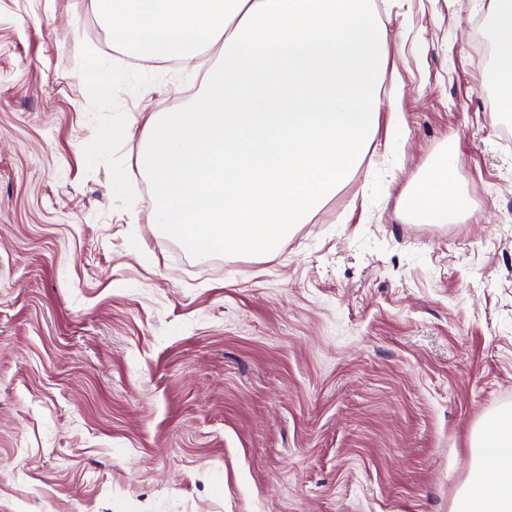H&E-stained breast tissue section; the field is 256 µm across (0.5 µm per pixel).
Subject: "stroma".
Returning a JSON list of instances; mask_svg holds the SVG:
<instances>
[{"mask_svg": "<svg viewBox=\"0 0 512 512\" xmlns=\"http://www.w3.org/2000/svg\"><path fill=\"white\" fill-rule=\"evenodd\" d=\"M376 6L399 138L278 254L199 263L135 168L199 79L113 50L91 0H0V512H450L512 408V114L490 0ZM450 147L470 214L404 223ZM83 80L94 86L103 97L112 98L114 80L112 73L105 70L99 61L90 60L83 72Z\"/></svg>", "mask_w": 512, "mask_h": 512, "instance_id": "1", "label": "stroma"}]
</instances>
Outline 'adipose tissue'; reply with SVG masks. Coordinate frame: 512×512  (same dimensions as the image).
<instances>
[{
    "label": "adipose tissue",
    "instance_id": "obj_1",
    "mask_svg": "<svg viewBox=\"0 0 512 512\" xmlns=\"http://www.w3.org/2000/svg\"><path fill=\"white\" fill-rule=\"evenodd\" d=\"M493 35L499 51L496 87L500 112H512V0H496ZM455 150L440 153L414 189L403 194L399 206L408 224H454L471 209L469 197L457 188ZM467 480L452 512H512V412L486 416L473 431Z\"/></svg>",
    "mask_w": 512,
    "mask_h": 512
}]
</instances>
